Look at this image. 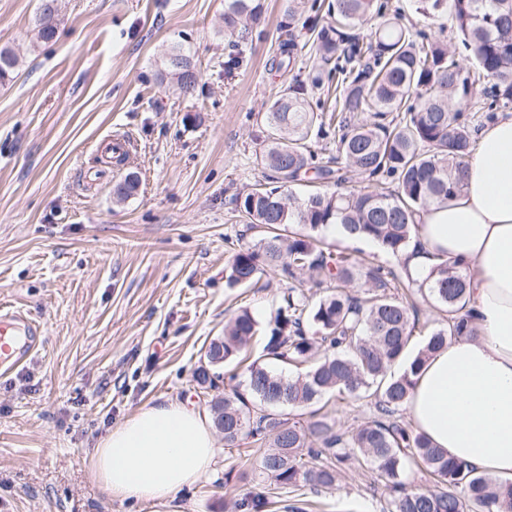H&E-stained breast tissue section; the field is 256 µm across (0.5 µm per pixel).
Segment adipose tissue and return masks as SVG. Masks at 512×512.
<instances>
[{
  "label": "adipose tissue",
  "instance_id": "obj_1",
  "mask_svg": "<svg viewBox=\"0 0 512 512\" xmlns=\"http://www.w3.org/2000/svg\"><path fill=\"white\" fill-rule=\"evenodd\" d=\"M407 271L424 280L430 258L469 263L477 333L449 338L422 366L407 403L413 426L448 455L512 482V117L480 133L464 187L422 213ZM206 417L182 402L143 406L98 442L93 475L112 498L166 503L214 463Z\"/></svg>",
  "mask_w": 512,
  "mask_h": 512
}]
</instances>
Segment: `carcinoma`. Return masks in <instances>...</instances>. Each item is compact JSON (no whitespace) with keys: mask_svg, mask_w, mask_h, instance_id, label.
Returning <instances> with one entry per match:
<instances>
[{"mask_svg":"<svg viewBox=\"0 0 512 512\" xmlns=\"http://www.w3.org/2000/svg\"><path fill=\"white\" fill-rule=\"evenodd\" d=\"M416 11L434 17L446 11L455 34L477 69H464L451 45L404 22L386 0H336L328 21L310 28L320 72L311 86L293 76L273 99L265 115L260 161L270 171L263 183L235 194L232 212L248 231L259 233L252 245L234 252L225 266L229 286H244L271 273L292 283L268 329L266 355L291 362H311L303 374L278 375L260 361L247 368L243 394L234 389L210 401L215 428L224 445L251 438L265 445L251 479L277 485L303 484L314 492L331 489L341 466L356 463L377 474L385 493L382 512H512V483L496 484L464 461L451 458L401 414L420 367L450 337L473 334L467 274L454 260L437 256L426 281L400 276L392 267L364 257L335 253L318 235L340 225L347 236L377 244L402 259L417 237V216L445 205L464 186L466 159L477 145V113L512 104V0H414ZM264 10V0H224V37L245 39ZM298 7L288 6L271 68L294 69L302 50L294 34ZM370 24L369 40L351 33ZM17 65L11 50H0V81ZM170 75L183 96L197 88L189 56L170 59ZM490 83L484 99L472 86ZM336 86L334 103L314 111L310 89ZM366 118L353 122L351 115ZM332 138L336 155L317 161L312 137ZM355 172L371 188H345V172ZM333 186L296 196L304 181ZM139 178L126 174L114 187L125 200L137 194ZM306 275L331 293L311 304L293 286ZM425 291L447 314L445 323L427 331L409 369L400 376L388 370L411 350L419 311L414 295ZM246 310L224 325L213 339L206 362L194 372L203 388L215 386L219 370L240 357L256 332ZM324 357H317L319 350ZM368 399L373 418L344 429L335 418L312 412L302 425L274 407L302 408L326 395ZM426 466L441 484L419 490L405 479L406 465ZM270 501L248 492L234 502L235 512H267Z\"/></svg>","mask_w":512,"mask_h":512,"instance_id":"1","label":"carcinoma"}]
</instances>
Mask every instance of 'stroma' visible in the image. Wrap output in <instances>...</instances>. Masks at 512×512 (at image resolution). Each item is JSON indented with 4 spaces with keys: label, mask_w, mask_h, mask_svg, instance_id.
Here are the masks:
<instances>
[{
    "label": "stroma",
    "mask_w": 512,
    "mask_h": 512,
    "mask_svg": "<svg viewBox=\"0 0 512 512\" xmlns=\"http://www.w3.org/2000/svg\"><path fill=\"white\" fill-rule=\"evenodd\" d=\"M40 0H0V49L19 59L0 84V303L44 327L30 359L0 375V512H232L261 447H218L166 504L119 501L92 477L99 439L145 405L209 402L243 386L234 362L215 388L194 370L240 309L274 317L285 282L228 287L238 247L229 200L263 180L256 138L286 76L270 69L288 0H265L245 40L224 37V0H58L37 39ZM197 67L181 98L160 80L172 48ZM240 63L224 70L223 60ZM129 143L126 166L111 144ZM137 173V195L113 188ZM371 471L319 493L269 489V512H380Z\"/></svg>",
    "instance_id": "35a3bbf8"
}]
</instances>
